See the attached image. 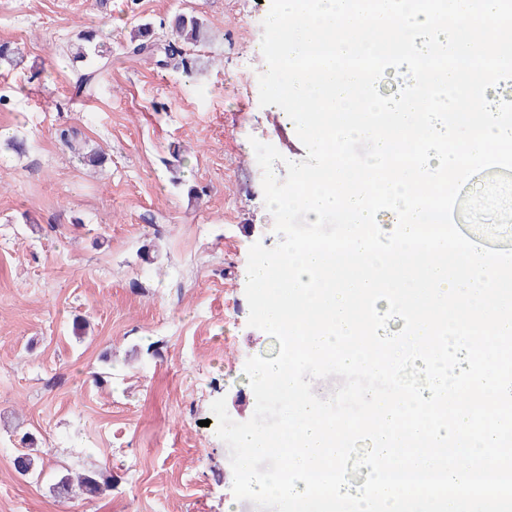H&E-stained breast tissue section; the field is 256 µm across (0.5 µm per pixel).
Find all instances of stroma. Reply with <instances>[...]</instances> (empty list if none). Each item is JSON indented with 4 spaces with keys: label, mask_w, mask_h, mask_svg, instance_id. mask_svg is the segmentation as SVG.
Returning a JSON list of instances; mask_svg holds the SVG:
<instances>
[{
    "label": "stroma",
    "mask_w": 512,
    "mask_h": 512,
    "mask_svg": "<svg viewBox=\"0 0 512 512\" xmlns=\"http://www.w3.org/2000/svg\"><path fill=\"white\" fill-rule=\"evenodd\" d=\"M270 5L0 0V40L27 63L0 66V135L28 145L0 150V512H258L235 499L208 421L221 397L249 420L245 364L279 352L248 324L244 277L250 246L280 241L252 140L306 156L281 109L259 103ZM182 12L207 29L191 73L133 52L134 26L162 37ZM90 26L110 65L79 92L70 47ZM64 128L105 168L74 156ZM31 447L37 481L14 467ZM93 469L112 478L104 495L54 494L59 476Z\"/></svg>",
    "instance_id": "obj_1"
}]
</instances>
